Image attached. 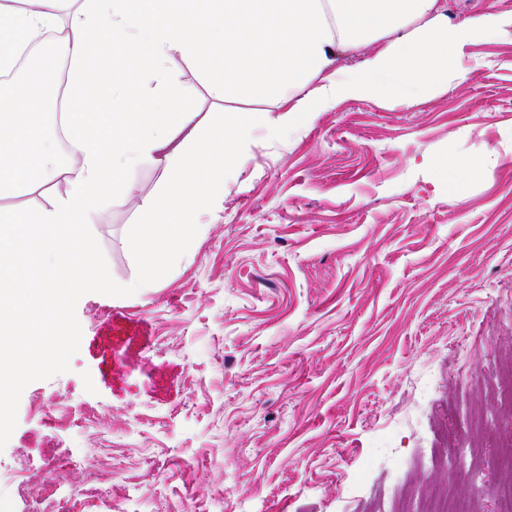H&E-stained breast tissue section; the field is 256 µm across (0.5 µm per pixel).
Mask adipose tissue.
<instances>
[{"label": "adipose tissue", "instance_id": "ef3b65f1", "mask_svg": "<svg viewBox=\"0 0 512 512\" xmlns=\"http://www.w3.org/2000/svg\"><path fill=\"white\" fill-rule=\"evenodd\" d=\"M23 2L0 0V192L32 194L52 175L67 177L71 190L33 213L0 209V355L21 360L65 349L32 334L39 308L106 281L81 228L102 195H136L129 170L149 160L165 173L159 195L141 199L142 222L127 239L153 267L191 245L195 215L223 201L242 142L254 129H272L270 111L299 120L345 97L412 105L447 87L466 43L503 31L491 13L451 29L441 0H83L64 17L60 0ZM50 30L68 63L64 166L52 132L29 110L36 86L56 87L58 67L39 64L33 81L12 74L22 51ZM365 48L371 54L359 67L338 68L340 54ZM105 55L112 59L108 122L90 110ZM178 59L208 76L216 99L250 100L256 109L220 122L200 118L168 84ZM144 72L155 77L157 96H142ZM180 132L184 146L170 149Z\"/></svg>", "mask_w": 512, "mask_h": 512}]
</instances>
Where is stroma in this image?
I'll use <instances>...</instances> for the list:
<instances>
[{"label": "stroma", "mask_w": 512, "mask_h": 512, "mask_svg": "<svg viewBox=\"0 0 512 512\" xmlns=\"http://www.w3.org/2000/svg\"><path fill=\"white\" fill-rule=\"evenodd\" d=\"M492 12L461 81L407 108L344 98L253 131L223 202L150 287L124 238L136 201L102 197L82 233L109 282L39 313L76 333L47 366L16 367L0 472L25 464L65 512H425L440 488L500 512L494 460L512 405L482 382L512 366V0H448L449 22ZM202 116L221 102L187 60L169 73ZM500 157L465 183L445 154ZM195 456L185 472L175 463ZM75 460L108 498L60 486Z\"/></svg>", "instance_id": "1"}]
</instances>
